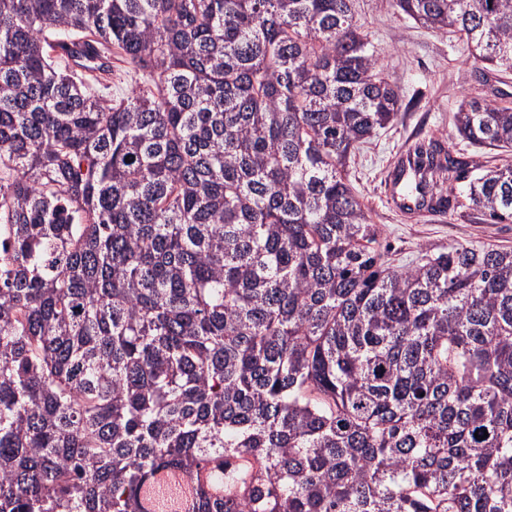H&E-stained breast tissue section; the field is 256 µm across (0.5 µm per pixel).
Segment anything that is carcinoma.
<instances>
[{"mask_svg":"<svg viewBox=\"0 0 512 512\" xmlns=\"http://www.w3.org/2000/svg\"><path fill=\"white\" fill-rule=\"evenodd\" d=\"M356 2L0 0V512L165 474L177 512H512V249L382 262L345 167L403 102ZM391 2L512 72V0ZM75 38L146 80L98 98ZM455 127L512 150V102ZM394 181L512 223V165L440 139Z\"/></svg>","mask_w":512,"mask_h":512,"instance_id":"cac0c4a2","label":"carcinoma"}]
</instances>
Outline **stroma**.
Listing matches in <instances>:
<instances>
[{"mask_svg":"<svg viewBox=\"0 0 512 512\" xmlns=\"http://www.w3.org/2000/svg\"><path fill=\"white\" fill-rule=\"evenodd\" d=\"M357 19L378 53L384 75L403 96L397 120L381 130L347 164L355 192L379 228L380 251L388 264L408 266L424 254L458 244L512 249V223L492 224L471 207L445 215L408 217L389 201L386 178L397 158L416 140L443 136L449 146L486 165L512 162V152L479 148L456 133L462 100L485 94L481 61L456 33L433 31L396 13L390 0H358Z\"/></svg>","mask_w":512,"mask_h":512,"instance_id":"1","label":"stroma"}]
</instances>
